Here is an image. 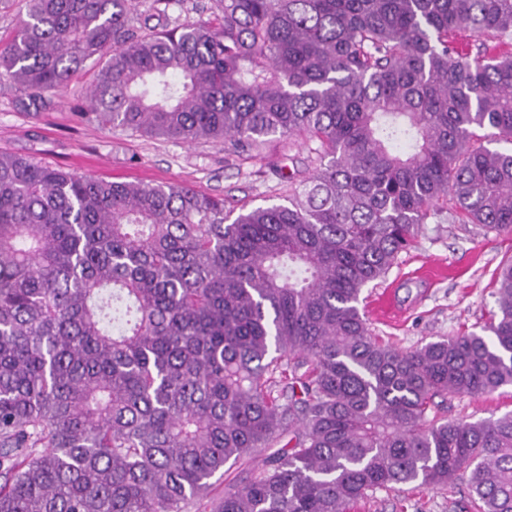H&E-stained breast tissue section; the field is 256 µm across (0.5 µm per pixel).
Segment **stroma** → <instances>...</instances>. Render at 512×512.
Listing matches in <instances>:
<instances>
[{
  "label": "stroma",
  "mask_w": 512,
  "mask_h": 512,
  "mask_svg": "<svg viewBox=\"0 0 512 512\" xmlns=\"http://www.w3.org/2000/svg\"><path fill=\"white\" fill-rule=\"evenodd\" d=\"M97 69L74 74L52 110L17 109L18 92L0 81V153L114 182L177 184L225 199L227 206L254 207L280 202L288 193L285 174L312 169L304 145L275 140L261 154L234 155L223 143L175 142L100 125L79 118ZM512 259V235L486 231L443 215L424 225L414 246L377 285L364 291L370 327L395 347L412 349L443 337L480 331L497 310L496 279ZM512 412V386L472 399H452L448 416L470 421ZM464 484L419 491L409 485L379 490L355 512H460Z\"/></svg>",
  "instance_id": "obj_1"
}]
</instances>
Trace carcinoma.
<instances>
[{
  "label": "carcinoma",
  "instance_id": "carcinoma-1",
  "mask_svg": "<svg viewBox=\"0 0 512 512\" xmlns=\"http://www.w3.org/2000/svg\"><path fill=\"white\" fill-rule=\"evenodd\" d=\"M28 0L0 78L45 112L104 66V126L261 153L303 140L284 202L81 177L0 154V512H347L466 479L512 512V261L496 319L401 349L360 308L453 209L512 234V0ZM210 497L212 479L252 463ZM213 0H183L169 9L172 18L182 22L208 21L214 18ZM512 411V386H503L479 398H454L448 402V419L468 421L496 418Z\"/></svg>",
  "mask_w": 512,
  "mask_h": 512
}]
</instances>
